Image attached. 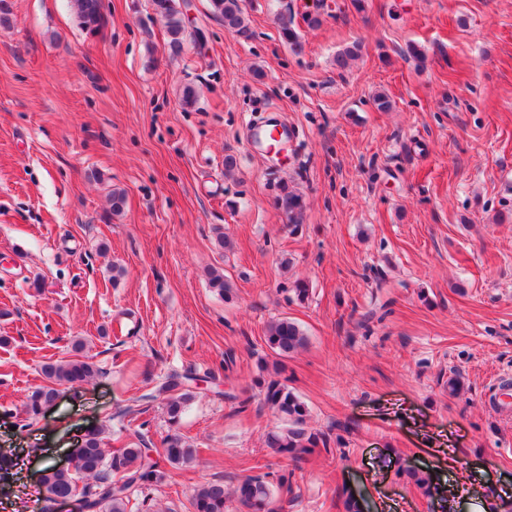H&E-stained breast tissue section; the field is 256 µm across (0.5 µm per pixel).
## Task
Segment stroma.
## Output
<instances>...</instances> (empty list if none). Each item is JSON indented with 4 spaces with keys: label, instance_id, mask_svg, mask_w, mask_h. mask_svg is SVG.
<instances>
[{
    "label": "stroma",
    "instance_id": "obj_1",
    "mask_svg": "<svg viewBox=\"0 0 512 512\" xmlns=\"http://www.w3.org/2000/svg\"><path fill=\"white\" fill-rule=\"evenodd\" d=\"M6 2L0 448L18 480L0 512H44L43 458L62 462L91 425L125 437L131 399L187 369L204 384L178 432L197 457L132 489L138 512H191L212 481L246 512L239 480L266 473L289 479L284 512H345L348 484L369 512H442L399 477L410 465L461 485L462 512L512 490V0H246L248 40L190 0L177 55L151 0H102L95 32L71 0ZM285 187L300 223L276 204ZM278 317L308 338L284 375L308 430L332 438L299 463L267 447L272 409H237ZM77 339L98 374L23 426L42 366ZM278 204L290 222L293 224L299 222L305 208V201L301 194L285 187L279 196Z\"/></svg>",
    "mask_w": 512,
    "mask_h": 512
}]
</instances>
